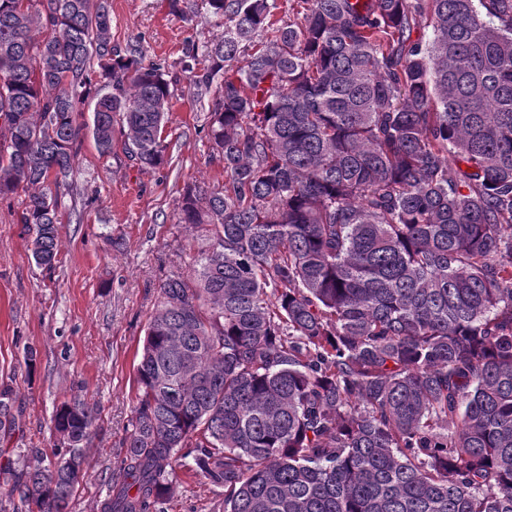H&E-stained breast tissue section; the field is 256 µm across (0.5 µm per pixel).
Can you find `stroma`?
I'll list each match as a JSON object with an SVG mask.
<instances>
[{
    "label": "stroma",
    "instance_id": "35a3bbf8",
    "mask_svg": "<svg viewBox=\"0 0 512 512\" xmlns=\"http://www.w3.org/2000/svg\"><path fill=\"white\" fill-rule=\"evenodd\" d=\"M112 45L163 65L171 110L165 134L169 163L145 170L115 145L99 158L83 130L77 173L61 198L60 261L52 269L32 257L18 222V199H0V390L10 392L14 423L0 429V486L18 475L30 449L51 452V419L61 403L82 396L99 415L86 477L71 512H95L105 476L121 451L137 392V364L157 288L186 266L195 235L178 223L182 189L224 185V168L208 136L212 96H195L182 59L189 45L218 41L224 28L205 0H110ZM37 351L35 366L25 347ZM168 512H223L224 491L185 467L172 482Z\"/></svg>",
    "mask_w": 512,
    "mask_h": 512
}]
</instances>
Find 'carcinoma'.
Listing matches in <instances>:
<instances>
[{"instance_id": "1", "label": "carcinoma", "mask_w": 512, "mask_h": 512, "mask_svg": "<svg viewBox=\"0 0 512 512\" xmlns=\"http://www.w3.org/2000/svg\"><path fill=\"white\" fill-rule=\"evenodd\" d=\"M222 40L224 188H184L202 245L161 280L98 512H167L180 459L224 512H512V0H206ZM429 19L431 40L413 39ZM160 64L112 48L108 0H0V198L37 265L92 135L168 164ZM97 407L0 491L69 512Z\"/></svg>"}]
</instances>
